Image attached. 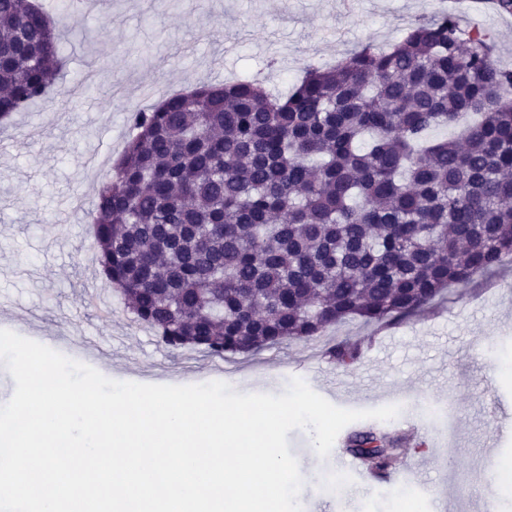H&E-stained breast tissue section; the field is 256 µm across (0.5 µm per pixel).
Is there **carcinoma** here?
Segmentation results:
<instances>
[{
	"label": "carcinoma",
	"instance_id": "obj_1",
	"mask_svg": "<svg viewBox=\"0 0 512 512\" xmlns=\"http://www.w3.org/2000/svg\"><path fill=\"white\" fill-rule=\"evenodd\" d=\"M62 66L47 10L0 0V119ZM127 119L95 255L168 348L253 353L348 318L401 320L512 254V69L451 15L310 65L283 95L203 83ZM460 123L458 140L429 138ZM328 354L350 366L360 348ZM402 444L373 428L345 439L376 471Z\"/></svg>",
	"mask_w": 512,
	"mask_h": 512
}]
</instances>
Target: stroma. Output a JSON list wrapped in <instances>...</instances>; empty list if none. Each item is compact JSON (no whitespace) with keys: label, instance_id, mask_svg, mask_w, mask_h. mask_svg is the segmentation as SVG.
<instances>
[{"label":"stroma","instance_id":"35a3bbf8","mask_svg":"<svg viewBox=\"0 0 512 512\" xmlns=\"http://www.w3.org/2000/svg\"><path fill=\"white\" fill-rule=\"evenodd\" d=\"M43 4L65 37V66L50 95L0 121V329L115 381H220L238 393L279 395L309 365L315 392L343 409L455 397L456 424L414 413L427 446L402 451L401 477L382 486L318 457L309 431H290L304 486L323 488L315 501L301 499L303 512H395L408 484L440 485L441 499H427L424 512L440 502L445 512H482L476 485L491 469L502 478L496 512H512V433L494 424L512 420L504 368L512 363V255L389 327L352 319L317 343L216 357L169 350L134 324L90 257V223L71 212L75 198L92 201L111 177L132 135L130 110L263 71L270 87L287 91L306 65L329 67L359 46L400 41L432 16L429 0H97L81 17L59 0ZM455 13L488 33L512 68V14L486 17L482 0H464ZM345 338L366 349L340 368L325 349Z\"/></svg>","mask_w":512,"mask_h":512}]
</instances>
